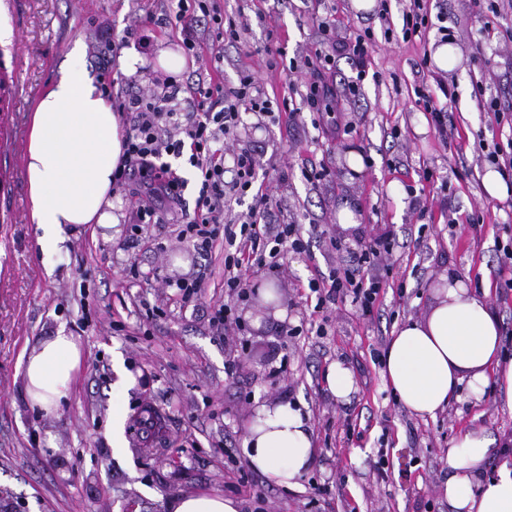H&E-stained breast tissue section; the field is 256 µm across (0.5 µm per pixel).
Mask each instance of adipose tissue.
Masks as SVG:
<instances>
[{
    "mask_svg": "<svg viewBox=\"0 0 512 512\" xmlns=\"http://www.w3.org/2000/svg\"><path fill=\"white\" fill-rule=\"evenodd\" d=\"M123 153L111 104L78 65L63 68L31 115L24 170L30 221L41 248L64 242L66 225L111 224L112 174ZM501 326L485 295L455 274L435 288L424 317L407 319L390 337L382 375L412 415L433 418L459 387L481 398L497 387L512 408V362L501 358ZM81 343L66 329L27 355L23 381L31 402L52 411L80 368ZM493 438L470 429L449 448V512H512V466L489 467ZM250 465L275 484L296 487L314 458L312 431L299 409L261 405L244 440Z\"/></svg>",
    "mask_w": 512,
    "mask_h": 512,
    "instance_id": "1",
    "label": "adipose tissue"
}]
</instances>
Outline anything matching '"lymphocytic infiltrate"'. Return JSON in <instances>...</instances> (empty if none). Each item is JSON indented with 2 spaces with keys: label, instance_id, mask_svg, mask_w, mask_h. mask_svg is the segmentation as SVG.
<instances>
[{
  "label": "lymphocytic infiltrate",
  "instance_id": "f902f5d3",
  "mask_svg": "<svg viewBox=\"0 0 512 512\" xmlns=\"http://www.w3.org/2000/svg\"><path fill=\"white\" fill-rule=\"evenodd\" d=\"M169 2V17L181 35L180 47L198 60L220 62L225 43L240 41L248 28L244 12L224 14L217 0ZM446 19L445 13L431 12L429 0H405L402 38L407 42L423 39L433 27L443 38H452ZM318 27L324 36L322 47L302 64L308 77L302 106L286 98L272 102L259 89L256 76L246 71L237 84L228 86L223 77L212 76L199 80L190 92L176 77H155L138 91L112 98L113 112L129 122L113 185L127 192L131 239H138L145 226L175 224L178 241L199 255L211 253L216 242L224 244L225 301L213 305L209 314L210 326L219 333L241 325L237 305L252 294L243 284L244 273L255 269L270 277L279 275L281 246L295 252L304 248L297 224L270 221V196L255 186L263 166L260 156L235 146L241 112L275 111L292 122L305 106L319 113L330 110L336 97L337 57L351 59L356 72L346 83L348 95H359L368 73L375 47L371 30H353L339 39L330 21L320 20ZM220 140L226 143L221 151L214 147ZM181 157L196 170L199 189L191 209L184 198L188 181L172 166ZM242 202L246 211L233 213V204ZM392 251V237L386 232L350 252L345 264L322 281L312 282L319 305L348 299L362 316L372 315L381 291L373 271L389 267Z\"/></svg>",
  "mask_w": 512,
  "mask_h": 512
}]
</instances>
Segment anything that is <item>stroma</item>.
Returning <instances> with one entry per match:
<instances>
[{
	"label": "stroma",
	"mask_w": 512,
	"mask_h": 512,
	"mask_svg": "<svg viewBox=\"0 0 512 512\" xmlns=\"http://www.w3.org/2000/svg\"><path fill=\"white\" fill-rule=\"evenodd\" d=\"M226 13L244 8L249 30L242 43L224 46L225 83L252 70L266 93L301 99L307 77L286 61L314 53L322 35L315 21L333 17L337 37L371 28L377 48L360 96L337 95L333 109L351 125L339 137L311 112L295 123L246 112L238 145L266 161L258 179L271 187L273 220L298 221L304 253L283 255L275 278L255 276L279 299L239 303L246 331L217 335L204 307L224 298V251L194 255L176 240L175 225L149 226L128 241V205L112 200L117 225L84 224L69 232L59 251L41 250L29 221L24 172L29 121L39 96L62 67L76 63L98 77L99 25L110 21L116 37L151 15V45L136 73L124 71L115 50L111 80L127 89L160 73V51H178L179 32L166 22L165 0H0V23L12 38L0 42V184L6 188L0 219V512H168L170 500L194 493L231 494L238 512H253L262 493L266 512H448L446 453L468 429L512 435V410L503 397L481 399L461 389L433 419L410 415L382 376V357L396 326L422 318L441 277L457 274L469 284L488 277L490 308L501 330L512 333V271L502 248L512 242L509 194L489 196L482 177L490 164L478 140L506 142L512 129H489L481 101L512 102V11L484 34L468 0H430L448 8L456 33L443 77L453 84L448 110L452 135L440 142L415 104L424 56L439 47L437 32L424 41H385L375 11L353 0H223ZM285 46L286 61L258 55L268 37ZM80 56H73L75 44ZM328 170L310 184L303 167ZM438 181L425 187V210L414 209L406 185L423 169ZM354 211L358 225L342 230L337 214ZM395 239L392 267L384 275L382 304L361 317L351 303L317 309L311 279L328 275L356 244L382 230ZM136 265L139 278L128 277ZM205 268V304L183 305L162 278ZM285 311L270 318V308ZM79 336L82 369L59 407H31L22 363L37 342L58 327ZM234 371H227L229 357ZM342 364L353 376L348 399L330 394L328 369ZM289 403L302 410L313 431L314 461L300 485L270 483L258 471L229 493L232 461H245L243 443L256 404ZM163 418L151 454L141 450L136 423L145 407ZM125 412L124 447H112V413Z\"/></svg>",
	"instance_id": "obj_1"
}]
</instances>
